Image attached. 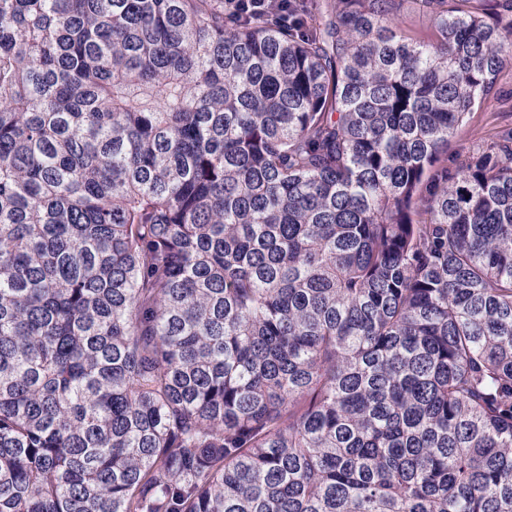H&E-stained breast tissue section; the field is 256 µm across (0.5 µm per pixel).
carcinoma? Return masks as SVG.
<instances>
[{
    "mask_svg": "<svg viewBox=\"0 0 512 512\" xmlns=\"http://www.w3.org/2000/svg\"><path fill=\"white\" fill-rule=\"evenodd\" d=\"M0 0V512H512V0ZM268 0H225L224 11L228 19L236 20L244 14H259ZM398 3V17L404 27L417 32H425L431 28V17L419 10L415 1L408 0ZM491 104L488 109L475 112L469 129L448 145V168L495 131L512 128V60L503 68Z\"/></svg>",
    "mask_w": 512,
    "mask_h": 512,
    "instance_id": "obj_1",
    "label": "carcinoma"
}]
</instances>
